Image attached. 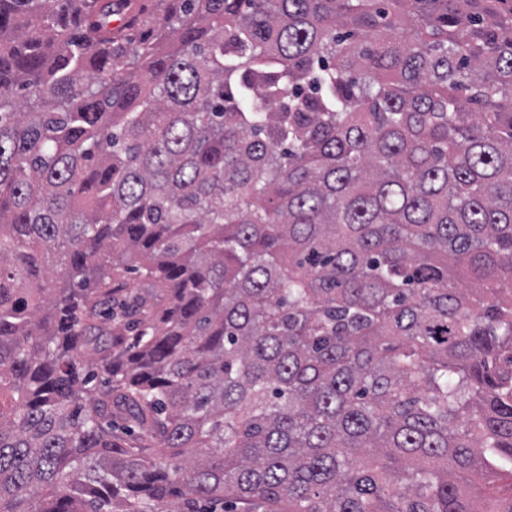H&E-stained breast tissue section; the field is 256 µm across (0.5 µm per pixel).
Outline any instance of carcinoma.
<instances>
[{
    "instance_id": "obj_1",
    "label": "carcinoma",
    "mask_w": 512,
    "mask_h": 512,
    "mask_svg": "<svg viewBox=\"0 0 512 512\" xmlns=\"http://www.w3.org/2000/svg\"><path fill=\"white\" fill-rule=\"evenodd\" d=\"M504 479L512 0H0V512Z\"/></svg>"
}]
</instances>
